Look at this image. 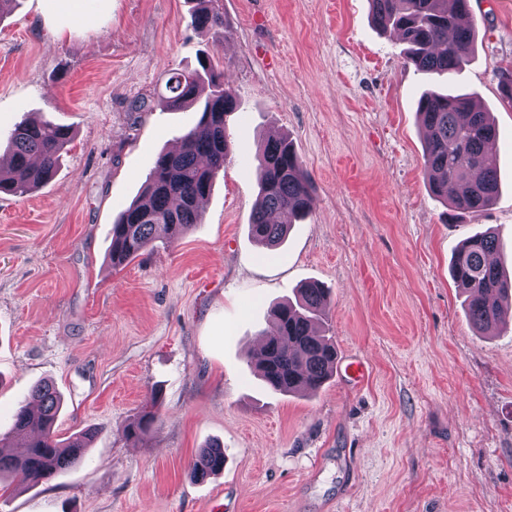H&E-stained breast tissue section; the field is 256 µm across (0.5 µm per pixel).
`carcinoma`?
Listing matches in <instances>:
<instances>
[{"instance_id":"1","label":"carcinoma","mask_w":512,"mask_h":512,"mask_svg":"<svg viewBox=\"0 0 512 512\" xmlns=\"http://www.w3.org/2000/svg\"><path fill=\"white\" fill-rule=\"evenodd\" d=\"M372 22L382 31L399 32L405 58L429 75L453 83L473 53L477 37L470 16V0H370ZM194 23L200 27L224 25L220 0H199ZM167 108L195 106L197 124L186 131L177 152L161 153L140 195L112 224L110 262L122 267L149 248L162 231L170 242L199 223V202L211 191L216 174L224 169L231 148L226 116L238 107L234 93L224 87L206 54L193 69H178L165 81ZM425 131L423 158L432 193L461 213L489 209L499 191L497 171L486 162V147L496 139V127L487 112L467 93L429 92L418 105ZM70 127L51 122H22L9 137L10 165L0 167V191L24 196L50 182L61 156L72 141ZM259 195L249 229L260 244L275 246L290 224L306 218L316 199L311 178L286 136L266 139L257 155ZM497 247L486 231L467 238L455 251L451 275L465 296L471 325L481 331L496 324L512 306V278L489 257ZM328 290L310 282L296 300L272 311L277 335L265 342V354L256 361V373L281 394L317 391L336 368V347L326 335ZM39 409L25 405L13 415L12 431L0 435V479L17 488L34 487L67 470L85 456L95 431L87 430L60 441L54 425L62 406L53 383L36 387ZM155 413L141 414L127 427L136 438L148 432ZM224 448L206 446L193 464V476L204 480L224 471Z\"/></svg>"}]
</instances>
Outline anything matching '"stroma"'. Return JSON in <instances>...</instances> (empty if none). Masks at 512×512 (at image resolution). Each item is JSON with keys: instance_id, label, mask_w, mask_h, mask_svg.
<instances>
[{"instance_id": "1", "label": "stroma", "mask_w": 512, "mask_h": 512, "mask_svg": "<svg viewBox=\"0 0 512 512\" xmlns=\"http://www.w3.org/2000/svg\"><path fill=\"white\" fill-rule=\"evenodd\" d=\"M222 4L221 31L195 27V0L0 15V139L24 120L74 135L49 183L0 195V434L43 380L60 437L97 432L70 470L0 490V512H512V317L476 333L449 273L457 244L491 228L512 274V0H471L477 50L456 87L493 115L500 193L455 220L426 180L431 78L369 0ZM206 52L239 102L224 170L200 224L112 267L113 221L199 118L165 107L167 75ZM271 135L290 137L316 196L274 249L249 232ZM308 281L331 290L338 366L317 393L276 394L251 348ZM157 389L154 428L127 438ZM214 441L224 472L194 480Z\"/></svg>"}]
</instances>
